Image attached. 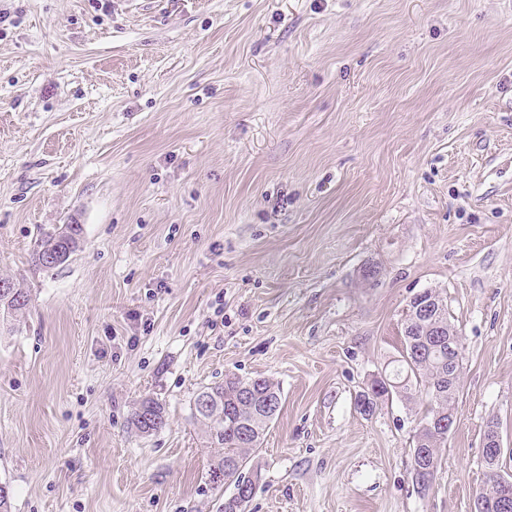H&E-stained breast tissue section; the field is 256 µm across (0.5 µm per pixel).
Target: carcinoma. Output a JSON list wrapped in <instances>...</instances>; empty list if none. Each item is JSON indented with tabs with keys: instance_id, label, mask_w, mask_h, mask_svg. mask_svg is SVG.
Returning a JSON list of instances; mask_svg holds the SVG:
<instances>
[{
	"instance_id": "1",
	"label": "carcinoma",
	"mask_w": 512,
	"mask_h": 512,
	"mask_svg": "<svg viewBox=\"0 0 512 512\" xmlns=\"http://www.w3.org/2000/svg\"><path fill=\"white\" fill-rule=\"evenodd\" d=\"M82 225L65 224L57 232L40 239L34 252L36 265L51 269L44 255L55 252L64 244L82 238ZM17 296L0 294V310L18 313L29 304L27 293L12 284ZM427 293L435 299L428 317L411 324L410 316L403 322V354L401 367L396 370L393 385L387 387L375 382L370 391L359 396L362 414L374 413L379 404L395 393L407 401L413 393H423L427 398L425 410L418 419L413 448H411L412 479L426 492L440 461V449L448 440V429L440 422L448 419V408L454 405L458 391L460 367L448 363V345L438 347L437 334H455L448 323V306L436 290ZM200 394L212 399L206 411L194 409V418L209 428L212 442L224 449L211 467V476L228 482L233 487L241 484L255 485L258 473L252 460L260 447L261 438L273 417L261 408V403L273 398L281 400L279 385L264 378L224 377V383L206 387ZM133 426L142 434L165 427L166 411L159 400L146 397L132 413Z\"/></svg>"
}]
</instances>
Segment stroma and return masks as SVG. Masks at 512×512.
<instances>
[{
  "mask_svg": "<svg viewBox=\"0 0 512 512\" xmlns=\"http://www.w3.org/2000/svg\"><path fill=\"white\" fill-rule=\"evenodd\" d=\"M0 11V278L30 297L0 316L13 512H220L193 401L228 374L282 391L247 512H474L491 420L512 475V0ZM65 224L79 249L39 268ZM428 288L463 361L422 494L424 395L355 402ZM82 226L78 224H65L63 227L58 229L57 232L46 235L44 238L40 239V242L37 245V249L34 252V259L36 265L45 268V269H53L62 263H64L73 253H75L81 244L82 240ZM80 239L78 247L76 246V239ZM73 243V248L67 254L66 248L63 243ZM57 248H63V253L65 255L64 259L60 261L59 264H48L44 261V255L48 252H56ZM147 405L148 410L145 413H141V407ZM146 414H150L153 416L152 418L145 417ZM152 422V425H149L148 420ZM158 420V422L154 421ZM166 411L165 407L158 399H154L152 397H146L142 399L135 408L132 413L131 421L133 426L141 433L145 435H151L160 428V430L166 425ZM158 427V428H157ZM153 432H150V430Z\"/></svg>",
  "mask_w": 512,
  "mask_h": 512,
  "instance_id": "stroma-1",
  "label": "stroma"
}]
</instances>
